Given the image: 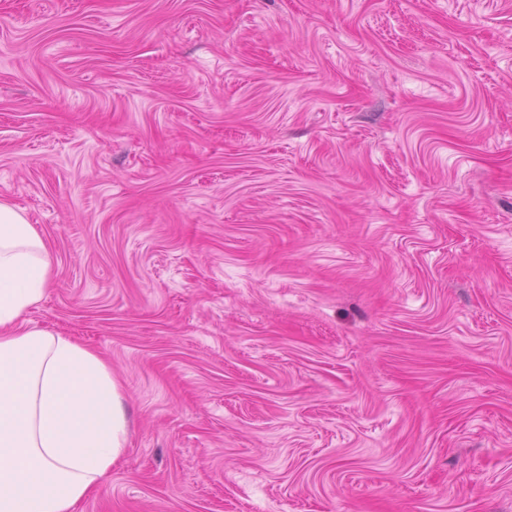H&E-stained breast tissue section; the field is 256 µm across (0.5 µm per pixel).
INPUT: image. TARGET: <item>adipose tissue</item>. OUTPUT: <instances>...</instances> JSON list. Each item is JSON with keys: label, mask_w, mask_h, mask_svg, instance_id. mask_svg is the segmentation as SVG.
Here are the masks:
<instances>
[{"label": "adipose tissue", "mask_w": 512, "mask_h": 512, "mask_svg": "<svg viewBox=\"0 0 512 512\" xmlns=\"http://www.w3.org/2000/svg\"><path fill=\"white\" fill-rule=\"evenodd\" d=\"M51 272L36 226L0 202V512H76L126 448V414L104 359L20 322Z\"/></svg>", "instance_id": "ef3b65f1"}]
</instances>
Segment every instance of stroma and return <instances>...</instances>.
Returning <instances> with one entry per match:
<instances>
[{
    "instance_id": "35a3bbf8",
    "label": "stroma",
    "mask_w": 512,
    "mask_h": 512,
    "mask_svg": "<svg viewBox=\"0 0 512 512\" xmlns=\"http://www.w3.org/2000/svg\"><path fill=\"white\" fill-rule=\"evenodd\" d=\"M0 201L128 417L77 512H512V0H0Z\"/></svg>"
}]
</instances>
